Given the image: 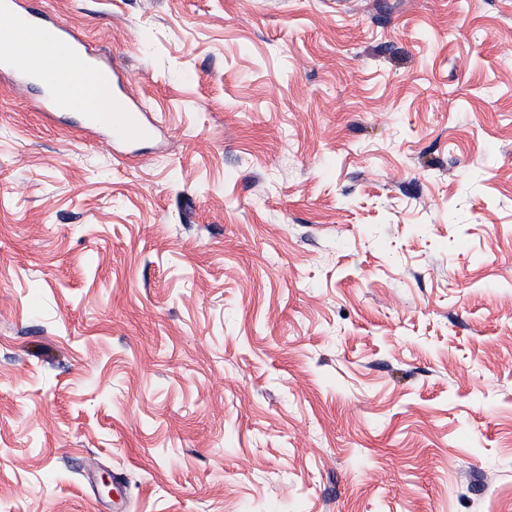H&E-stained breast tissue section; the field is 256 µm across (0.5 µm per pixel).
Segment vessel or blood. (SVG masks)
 <instances>
[{
	"label": "vessel or blood",
	"mask_w": 512,
	"mask_h": 512,
	"mask_svg": "<svg viewBox=\"0 0 512 512\" xmlns=\"http://www.w3.org/2000/svg\"><path fill=\"white\" fill-rule=\"evenodd\" d=\"M0 74L21 84L42 83L45 114H81L84 129L109 140L147 139L158 128L119 92L112 65L69 28L34 17L30 0H0Z\"/></svg>",
	"instance_id": "vessel-or-blood-1"
}]
</instances>
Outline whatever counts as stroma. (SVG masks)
<instances>
[{
	"instance_id": "obj_1",
	"label": "stroma",
	"mask_w": 512,
	"mask_h": 512,
	"mask_svg": "<svg viewBox=\"0 0 512 512\" xmlns=\"http://www.w3.org/2000/svg\"><path fill=\"white\" fill-rule=\"evenodd\" d=\"M34 6L164 123L0 76V512H512V0Z\"/></svg>"
}]
</instances>
